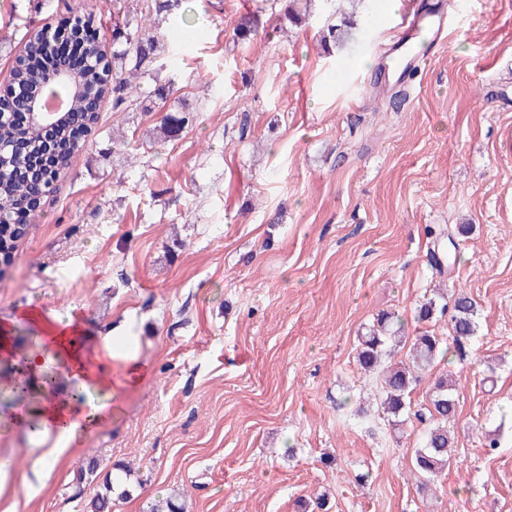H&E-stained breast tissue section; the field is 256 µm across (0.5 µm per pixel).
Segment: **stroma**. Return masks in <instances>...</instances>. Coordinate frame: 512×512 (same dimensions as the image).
I'll use <instances>...</instances> for the list:
<instances>
[{
	"label": "stroma",
	"mask_w": 512,
	"mask_h": 512,
	"mask_svg": "<svg viewBox=\"0 0 512 512\" xmlns=\"http://www.w3.org/2000/svg\"><path fill=\"white\" fill-rule=\"evenodd\" d=\"M456 26L406 78L401 106L371 91L396 30L357 29L324 51L328 7L285 28L279 0H181L201 39L164 67L153 111L99 122L0 276V321L27 349L37 325L73 322L111 337L144 379L78 431L53 469L55 431L32 434L35 406L0 413V512H79V471L131 464L140 483L112 512H148L183 494L186 512H512V0H446ZM66 12L108 16L107 0H0V84L31 26ZM258 18L248 42L235 21ZM197 109L165 141L164 114ZM122 132L138 155L112 145ZM472 225L468 236L457 227ZM448 252L444 271L430 262ZM465 291L478 305L464 355L438 360L457 383L454 456L430 491L411 477L430 381L395 426L355 362L383 311L409 335L424 300ZM26 418L17 425L15 416ZM496 435L497 448L486 445ZM368 477L358 485L356 475Z\"/></svg>",
	"instance_id": "35a3bbf8"
}]
</instances>
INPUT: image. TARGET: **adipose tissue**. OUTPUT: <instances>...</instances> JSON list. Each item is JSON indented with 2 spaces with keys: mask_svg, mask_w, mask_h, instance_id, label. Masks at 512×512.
<instances>
[{
  "mask_svg": "<svg viewBox=\"0 0 512 512\" xmlns=\"http://www.w3.org/2000/svg\"><path fill=\"white\" fill-rule=\"evenodd\" d=\"M42 332V349L57 361L60 383L74 385L81 391L103 390L116 398L139 382L140 367L132 357L108 348L84 347L76 340L75 329L66 324L48 325ZM106 416V406L88 400L56 396L44 400L41 424L58 435V446L48 455V463H56L61 452L67 451L77 430L96 427Z\"/></svg>",
  "mask_w": 512,
  "mask_h": 512,
  "instance_id": "adipose-tissue-1",
  "label": "adipose tissue"
}]
</instances>
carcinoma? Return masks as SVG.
Returning a JSON list of instances; mask_svg holds the SVG:
<instances>
[{
  "label": "carcinoma",
  "mask_w": 512,
  "mask_h": 512,
  "mask_svg": "<svg viewBox=\"0 0 512 512\" xmlns=\"http://www.w3.org/2000/svg\"><path fill=\"white\" fill-rule=\"evenodd\" d=\"M302 0H288L284 19L299 26L309 18L300 7ZM175 0H151L141 6L140 0H112V49L99 38L93 16L59 14L54 22L55 36L43 40L28 35L23 49L10 73L0 86V113L10 112L13 118L0 122V154L5 173L0 175V261L7 263L18 242L40 213L43 198L53 183L69 167L72 156L85 145L82 135L90 133L98 121L101 102L112 98V111L126 112L142 99L164 100L170 86L161 84L147 92L141 80L153 76L160 56L176 61L180 47L164 42L159 23L143 19V10L159 16L168 13ZM356 20L343 19L338 24L324 23L321 42L326 46H343L353 36ZM256 32L253 17L243 15L234 27L239 41L250 40ZM51 85L71 100V111L53 129V148L44 158L45 130L23 117L26 98ZM194 115L185 110L180 116L166 115L158 126L159 138L165 140L178 129L192 123ZM452 310L450 336L444 338L428 331L409 338L404 325L393 313L379 315L359 339L357 362L366 373L381 378L380 406L383 413L398 418L410 408V394L429 372L438 357L452 348H460L476 332L477 306L462 291L453 298V305H437L429 300L420 306L418 320L429 321L440 310ZM412 340L410 360L393 364L389 361L395 348ZM458 399L453 381L441 374L435 377L426 412L418 414L424 425L423 441L414 450L411 473L422 489L451 464L453 440L448 424L455 420ZM114 482L90 488L89 494L77 492L82 512H112Z\"/></svg>",
  "instance_id": "obj_1"
}]
</instances>
